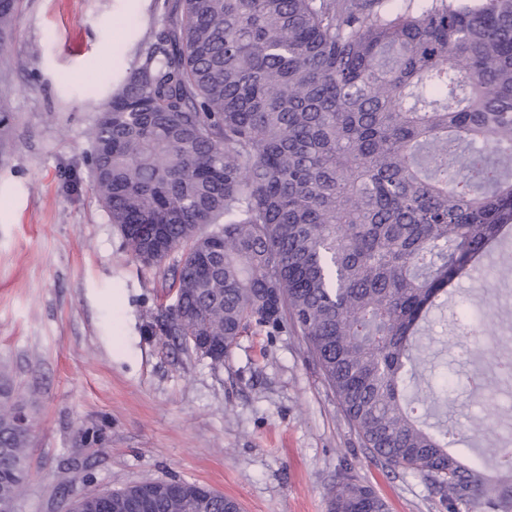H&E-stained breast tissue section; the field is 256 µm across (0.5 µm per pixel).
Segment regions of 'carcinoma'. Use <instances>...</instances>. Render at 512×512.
Returning <instances> with one entry per match:
<instances>
[{"label":"carcinoma","instance_id":"1","mask_svg":"<svg viewBox=\"0 0 512 512\" xmlns=\"http://www.w3.org/2000/svg\"><path fill=\"white\" fill-rule=\"evenodd\" d=\"M20 0L0 3V34ZM89 130L134 259L171 269L167 336L224 363L254 323L298 329L363 445L448 512H512V448L448 452L409 389L421 323L512 233V0H175ZM137 224H161L150 239ZM224 242L210 271L201 237ZM29 435L0 416V503ZM145 512H239L194 483ZM134 487L84 499L135 512ZM331 512H385L336 484Z\"/></svg>","mask_w":512,"mask_h":512}]
</instances>
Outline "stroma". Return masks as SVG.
<instances>
[{"mask_svg":"<svg viewBox=\"0 0 512 512\" xmlns=\"http://www.w3.org/2000/svg\"><path fill=\"white\" fill-rule=\"evenodd\" d=\"M161 0H22L0 59V384L33 420L31 477L14 512H66L89 492L183 481L242 512H329L336 482L373 487L387 512H445L420 477L364 448L306 339L248 327L212 365L165 336L174 292L136 261L92 187L88 129L162 24ZM125 31L117 40V31ZM468 298L491 340L459 361ZM468 459L512 424V396L468 399L512 351V270L460 280L429 315Z\"/></svg>","mask_w":512,"mask_h":512,"instance_id":"stroma-1","label":"stroma"}]
</instances>
